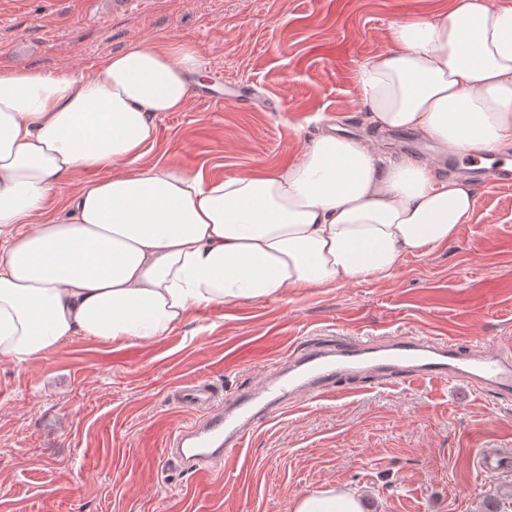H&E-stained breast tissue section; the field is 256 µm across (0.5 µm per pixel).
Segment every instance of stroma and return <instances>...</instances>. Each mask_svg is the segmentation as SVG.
Wrapping results in <instances>:
<instances>
[{"mask_svg":"<svg viewBox=\"0 0 512 512\" xmlns=\"http://www.w3.org/2000/svg\"><path fill=\"white\" fill-rule=\"evenodd\" d=\"M451 0H0V72L90 70L135 41L194 49L212 79L248 81V108L190 99L156 119L141 167L227 177L293 162L322 127L369 133L355 71L396 19ZM469 223L386 283L289 291L192 310L146 343L76 337L26 367L0 363V512H293L343 487L369 512H512V469L482 478L483 449L512 448V400L462 383L360 382L292 406L207 477L164 454L197 417L171 386L219 395L290 346L339 336H453L512 345V188L474 187Z\"/></svg>","mask_w":512,"mask_h":512,"instance_id":"35a3bbf8","label":"stroma"}]
</instances>
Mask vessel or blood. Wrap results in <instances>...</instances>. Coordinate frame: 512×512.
I'll return each mask as SVG.
<instances>
[{"label":"vessel or blood","instance_id":"b4317fda","mask_svg":"<svg viewBox=\"0 0 512 512\" xmlns=\"http://www.w3.org/2000/svg\"><path fill=\"white\" fill-rule=\"evenodd\" d=\"M381 382H463L502 397L512 396V347H462L447 336H375L331 344L299 343L286 365L272 366L261 385L238 391L225 403L210 384L178 385L171 397L183 406H203V419L173 429L168 455L184 469L206 475L214 460L243 447L250 434L303 397L331 395L353 375ZM478 467L488 477L512 467V452L489 448Z\"/></svg>","mask_w":512,"mask_h":512}]
</instances>
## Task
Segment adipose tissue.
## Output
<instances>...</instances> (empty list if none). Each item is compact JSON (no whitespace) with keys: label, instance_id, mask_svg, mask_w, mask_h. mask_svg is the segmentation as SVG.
<instances>
[{"label":"adipose tissue","instance_id":"1","mask_svg":"<svg viewBox=\"0 0 512 512\" xmlns=\"http://www.w3.org/2000/svg\"><path fill=\"white\" fill-rule=\"evenodd\" d=\"M356 84L369 136L322 131L294 162L232 177L137 167L155 119L203 69L171 42L130 44L91 71L0 74V361L24 367L74 336L151 342L196 308L390 281L455 237L477 203L442 158L512 147V5L455 0L397 20ZM411 130L433 155L391 152ZM84 173L65 217L53 187ZM14 224L23 232L11 233ZM293 512H365L330 488Z\"/></svg>","mask_w":512,"mask_h":512}]
</instances>
